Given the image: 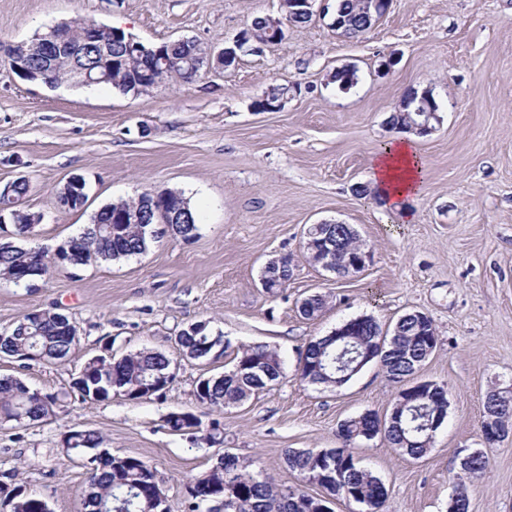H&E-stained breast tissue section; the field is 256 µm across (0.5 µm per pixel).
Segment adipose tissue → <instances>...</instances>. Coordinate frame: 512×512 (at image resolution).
Returning a JSON list of instances; mask_svg holds the SVG:
<instances>
[{
  "mask_svg": "<svg viewBox=\"0 0 512 512\" xmlns=\"http://www.w3.org/2000/svg\"><path fill=\"white\" fill-rule=\"evenodd\" d=\"M423 179V164L410 137L390 141L370 167L371 186L384 206L401 213L407 201L419 194Z\"/></svg>",
  "mask_w": 512,
  "mask_h": 512,
  "instance_id": "ef3b65f1",
  "label": "adipose tissue"
}]
</instances>
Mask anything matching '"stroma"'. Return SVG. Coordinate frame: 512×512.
Masks as SVG:
<instances>
[{
  "mask_svg": "<svg viewBox=\"0 0 512 512\" xmlns=\"http://www.w3.org/2000/svg\"><path fill=\"white\" fill-rule=\"evenodd\" d=\"M279 3L0 0V186L29 180L17 207L42 217L34 244L55 249L105 204L148 190L183 193L198 213L191 240L167 236L119 263L53 269L31 288L0 280V332L33 310L65 314L79 330L65 363L0 357V377L66 396L56 418L0 427V484L25 483L51 512H85L87 469L61 444L73 429L100 432L109 452L153 466L169 512H192L190 481L226 451L277 483L322 495L288 472L285 449L339 447L343 421L387 417L395 401L396 386L374 361L336 389L297 375L313 337L358 316L385 330L409 312L431 317L438 344L418 377L448 390V415L426 456L379 437L351 445L387 489L382 512H446L460 451L482 447L486 393L512 389V0H392L356 39L317 14L233 67L139 95L51 89L21 79L7 59L8 48L72 18L125 28L151 45L190 38L220 50ZM343 67L359 75L348 90L329 80ZM278 83L291 88L284 107L255 111ZM426 88L439 121L416 139L426 175L407 223L369 192L368 175L373 157L400 136L390 125L398 102ZM74 175L84 178L87 198L69 209L57 195ZM321 221L357 232L372 254L362 272L339 277L309 260L304 231ZM279 254L291 255L294 274L269 293L261 270ZM314 293L326 305L307 319L298 305ZM204 319L228 342L225 355L181 361L159 398L94 402L72 392L73 376L104 346L116 357L169 354L179 332ZM254 344L278 351L283 375L214 413L221 443L165 427L168 413L196 410L199 378L229 370L238 347ZM487 455L469 512H512V436Z\"/></svg>",
  "mask_w": 512,
  "mask_h": 512,
  "instance_id": "obj_1",
  "label": "stroma"
}]
</instances>
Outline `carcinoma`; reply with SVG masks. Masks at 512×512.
Instances as JSON below:
<instances>
[{"instance_id":"1","label":"carcinoma","mask_w":512,"mask_h":512,"mask_svg":"<svg viewBox=\"0 0 512 512\" xmlns=\"http://www.w3.org/2000/svg\"><path fill=\"white\" fill-rule=\"evenodd\" d=\"M361 0H336L334 15L341 18L342 26L336 31L343 37L354 39L362 36L372 26L360 7ZM102 40L112 45V55L106 63L110 78L105 85L124 94L135 92L143 74L151 71L147 62L127 55L124 41L113 37L112 28L102 32ZM169 66L152 71L157 83L173 76L189 82L207 68L196 67L190 61L198 54V47L191 39H179L162 45ZM20 54L30 69L42 66L40 47L29 42L10 49ZM99 64L97 54L88 49L73 55L62 52L47 67L45 78L52 87L75 83L79 69H91ZM290 87L277 84L255 102L262 111L288 97ZM168 195L172 205L184 210L188 224L181 227L179 237L189 240L198 231L197 215L189 201L175 192L157 190L144 192L131 200H119L117 206L133 210L152 199V194ZM14 228V235L30 238L35 235L33 224L38 219L34 213L24 212L11 206L0 208ZM151 224H120L112 214V204L101 207L91 223L83 225L77 243L78 253L71 261L59 263L57 253H48L39 246L23 247L11 241L0 242V279L15 284L27 283L25 272L31 271L35 279L49 272L50 268L65 269L85 261L86 264L120 262L142 255L159 241L152 236ZM71 321L68 316L50 311H40L36 321L28 315L17 322L13 329L0 334V356L19 361L44 360L62 363L76 346L78 339L69 335ZM379 324L374 318L361 325L350 321L345 334L339 338L331 332L310 341L301 357L299 376L304 382L338 388L345 384L342 369L354 364L361 350L373 341L374 329ZM222 340L214 334L207 320L197 321L182 329L176 336L175 351L189 360H210L217 351L208 345L212 339ZM392 344L380 354L387 379L398 384L417 371L435 351L438 341L433 321L418 320L415 316L400 317L391 331ZM231 370L220 376L199 379L193 395L198 407L206 411H221L248 399L282 376V361L278 352L267 345H249L238 349ZM174 355L151 350H140L119 358L100 355L90 359L82 373L73 378L72 387L82 400L106 401L119 392L131 401L159 397L172 382L170 371ZM441 406L437 399L419 401L401 411L394 423L386 427L384 440L403 449L414 458L427 455L433 444V436L426 428L427 416ZM64 410L59 397L30 388L14 377L0 378V424L23 423L49 419ZM483 412L492 413L502 427L512 420V392L494 390L483 401ZM366 420L356 417L340 424L337 432L342 446L337 448H291L285 452L284 462L288 471L300 480L315 479L327 494L358 504L363 512H380L387 495L381 479L355 461L347 445L365 439ZM165 426L176 433H203V440L215 443L221 434L220 423L213 421L203 427L201 415L195 412H171L165 417ZM102 434L86 430H73L63 437V447L79 452L92 453L103 447ZM489 458L481 450L470 457L466 466L453 482L451 492L468 489L469 484L480 479L487 469ZM159 487L156 470L135 456L114 455L103 452L93 458L88 492L85 498L87 512H152L150 495ZM0 492L12 504V512H50L45 499L26 491L23 485L0 487ZM193 500V512L208 502L224 501V512H312L315 500L297 486L277 484L273 478L248 470L239 457L226 455L212 468L188 486Z\"/></svg>"}]
</instances>
